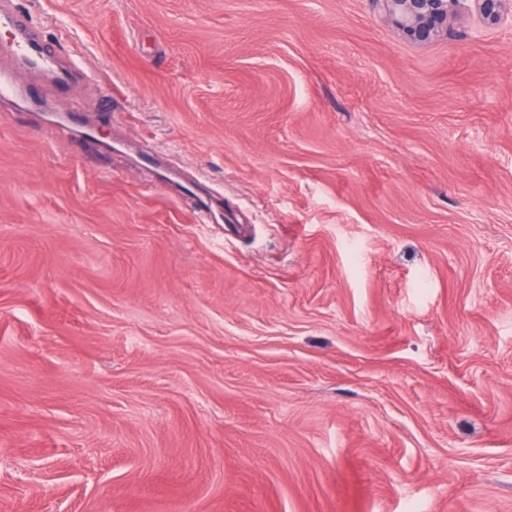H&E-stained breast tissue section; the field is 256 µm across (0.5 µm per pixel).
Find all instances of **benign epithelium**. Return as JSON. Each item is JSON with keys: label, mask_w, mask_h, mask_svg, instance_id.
Here are the masks:
<instances>
[{"label": "benign epithelium", "mask_w": 512, "mask_h": 512, "mask_svg": "<svg viewBox=\"0 0 512 512\" xmlns=\"http://www.w3.org/2000/svg\"><path fill=\"white\" fill-rule=\"evenodd\" d=\"M408 42L427 45L448 31V20L474 11L487 27L512 25V0H373Z\"/></svg>", "instance_id": "7a95c632"}]
</instances>
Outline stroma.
<instances>
[{
	"mask_svg": "<svg viewBox=\"0 0 512 512\" xmlns=\"http://www.w3.org/2000/svg\"><path fill=\"white\" fill-rule=\"evenodd\" d=\"M8 2L0 512H512V29ZM1 23L7 28H14L16 31L13 41L2 45L1 51L9 53L20 61L23 69L50 71L57 66L53 57L40 50L34 38L22 28V25L13 16L4 13L3 7L0 11V25Z\"/></svg>",
	"mask_w": 512,
	"mask_h": 512,
	"instance_id": "obj_1",
	"label": "stroma"
}]
</instances>
